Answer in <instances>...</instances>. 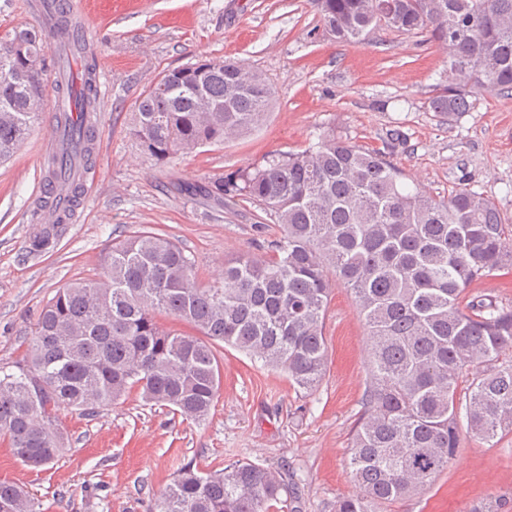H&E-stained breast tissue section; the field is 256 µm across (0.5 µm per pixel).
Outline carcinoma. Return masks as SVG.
Listing matches in <instances>:
<instances>
[{
  "mask_svg": "<svg viewBox=\"0 0 512 512\" xmlns=\"http://www.w3.org/2000/svg\"><path fill=\"white\" fill-rule=\"evenodd\" d=\"M338 42L364 44L376 26L431 33L448 51V83L429 98L453 121L483 91L512 93V0H312ZM76 23L57 6L41 28L0 36V162L27 139L47 86L46 52L74 56ZM83 112L95 80L56 85ZM275 102L260 72L205 60L163 72L141 93L130 133L163 163L188 146L222 144L259 128ZM62 154L47 181L74 206L73 163L93 154L94 129L57 118ZM168 191L213 211L246 199L279 224L269 254L224 260L221 280L195 281L194 261L169 237L136 230L112 240L102 278L60 290L43 307L27 364L0 368V435L15 457L41 468L67 447L61 407L92 414L134 387L144 402L187 420L207 418L221 389L214 341L313 392L326 371L325 315L332 281L351 292L369 336L363 410L352 435L357 488L336 512H381L418 496L448 467L466 434L484 442L512 431V305L470 296L475 282L512 265L497 206L467 188L438 201L404 182L385 152L329 131L298 152L215 178L173 181ZM201 336L161 326L157 315ZM474 373L463 397L458 382ZM286 490L281 474L249 461L202 473L187 464L151 512H271ZM0 512H37L29 493L0 480Z\"/></svg>",
  "mask_w": 512,
  "mask_h": 512,
  "instance_id": "carcinoma-1",
  "label": "carcinoma"
}]
</instances>
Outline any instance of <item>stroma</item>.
<instances>
[{"instance_id": "obj_1", "label": "stroma", "mask_w": 512, "mask_h": 512, "mask_svg": "<svg viewBox=\"0 0 512 512\" xmlns=\"http://www.w3.org/2000/svg\"><path fill=\"white\" fill-rule=\"evenodd\" d=\"M86 23L102 97L95 150L74 222L45 251H27L45 179L40 153L52 137L53 91L32 132L0 163V367L27 360L31 328L60 288L100 276L102 249L144 228L173 239L195 261L198 283L219 279L225 258L263 255L280 235L241 201L214 212L167 193L175 180L215 177L297 151L333 130L385 150L432 197L465 187L491 199L512 234V95L483 93L449 122L429 110L448 82V53L429 34L377 27L353 47L323 33L311 0H87ZM201 58L232 59L261 72L276 91L267 122L221 146L156 163L130 133L142 91L166 70ZM328 363L311 395L286 376L216 343L218 399L203 423L145 404L131 390L87 416L63 409L69 444L42 470L24 466L0 438V479L25 487L41 512H148L185 465L203 472L244 459L282 472L295 497L280 512H335L355 494L348 461L362 411L368 342L350 293L333 286L325 318ZM512 512V433L485 443L462 437L454 460L421 495L384 512Z\"/></svg>"}]
</instances>
